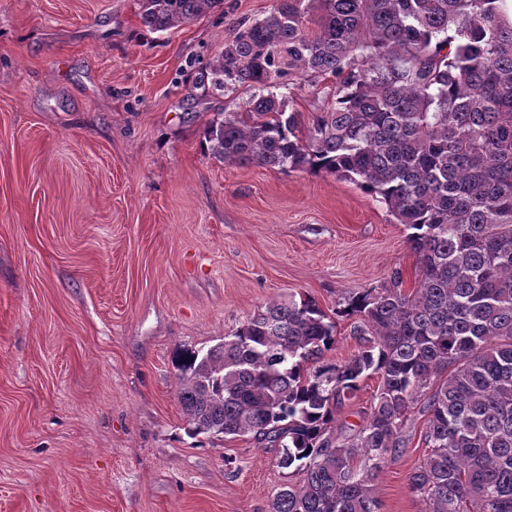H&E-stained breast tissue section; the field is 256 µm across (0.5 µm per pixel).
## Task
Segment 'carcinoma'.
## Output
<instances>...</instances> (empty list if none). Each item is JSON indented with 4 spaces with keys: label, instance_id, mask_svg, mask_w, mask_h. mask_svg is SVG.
Listing matches in <instances>:
<instances>
[{
    "label": "carcinoma",
    "instance_id": "1",
    "mask_svg": "<svg viewBox=\"0 0 512 512\" xmlns=\"http://www.w3.org/2000/svg\"><path fill=\"white\" fill-rule=\"evenodd\" d=\"M503 0H276L238 27L200 84L249 91L204 129L220 162L326 173L378 197L410 230L417 287L402 272L348 299L357 333L325 360L336 322L310 298L274 300L205 353L176 357L191 435H252L303 471L271 512H381L373 484L399 459L414 410L426 460L408 476L425 512H512V17ZM224 0H139L164 32ZM334 78L302 128L270 88ZM377 376L363 424L336 410Z\"/></svg>",
    "mask_w": 512,
    "mask_h": 512
}]
</instances>
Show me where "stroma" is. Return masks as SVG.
Returning <instances> with one entry per match:
<instances>
[{"mask_svg": "<svg viewBox=\"0 0 512 512\" xmlns=\"http://www.w3.org/2000/svg\"><path fill=\"white\" fill-rule=\"evenodd\" d=\"M274 3L155 33L138 0H0V512H270L302 472L248 434L188 435L175 352L295 295L335 318L343 361L363 344L348 298L396 269L415 288L406 227L355 182L203 149L245 95L195 80ZM334 86L276 93L305 125ZM424 423L375 482L381 512L424 510Z\"/></svg>", "mask_w": 512, "mask_h": 512, "instance_id": "obj_1", "label": "stroma"}]
</instances>
